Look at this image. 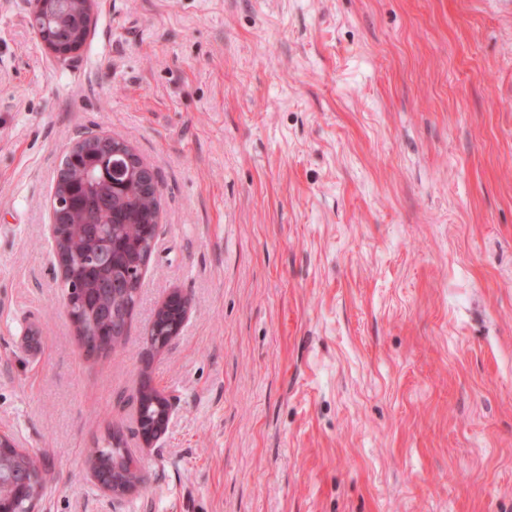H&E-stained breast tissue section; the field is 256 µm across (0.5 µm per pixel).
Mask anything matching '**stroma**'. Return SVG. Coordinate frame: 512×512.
<instances>
[{"mask_svg":"<svg viewBox=\"0 0 512 512\" xmlns=\"http://www.w3.org/2000/svg\"><path fill=\"white\" fill-rule=\"evenodd\" d=\"M32 7L0 0V430L47 472L38 512H512V9L95 0L60 58ZM92 129L160 194L125 344L88 358L49 224ZM116 428L122 499L88 462ZM140 388L144 389V390L151 389L152 390V394H153V396L156 399V400H154L153 403L156 405V407L159 410H163L162 413L159 415V417L162 419V422L157 426L155 436L152 437L150 434L144 433L142 431V428L140 427V433H139L140 436L139 437L141 438V440H142L143 444L145 445V447L149 448V447H152V445L155 442H157L159 439H161L164 436V434L166 433L167 428H168V423H169V416H170L171 407L165 408V407L160 406L158 404V402L162 403L157 398L158 394H160L161 396H163V395L149 381H144ZM108 438L106 446H102V448H95L92 459V461L98 460L104 463H110V467L106 471V480L112 482L113 477L116 485L119 486L133 484L134 481L141 482L142 475L139 467V461L134 456L131 449L124 446L122 439L118 440L114 447L112 434L109 435ZM114 455H119L124 459V462L121 465L122 470L116 472L115 475H112V457Z\"/></svg>","mask_w":512,"mask_h":512,"instance_id":"stroma-1","label":"stroma"}]
</instances>
